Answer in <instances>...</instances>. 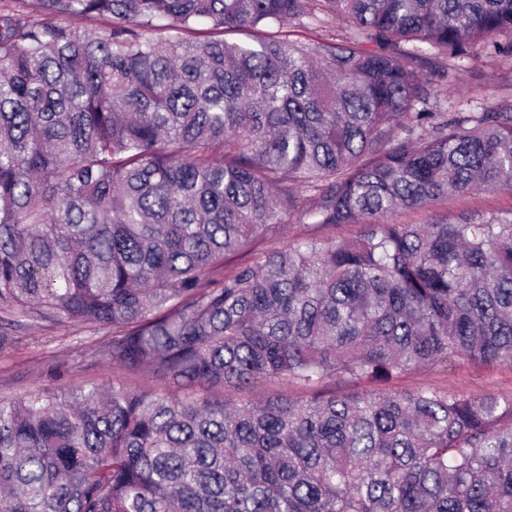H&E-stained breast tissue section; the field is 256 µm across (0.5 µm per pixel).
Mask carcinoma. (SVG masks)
Wrapping results in <instances>:
<instances>
[{
	"label": "carcinoma",
	"mask_w": 512,
	"mask_h": 512,
	"mask_svg": "<svg viewBox=\"0 0 512 512\" xmlns=\"http://www.w3.org/2000/svg\"><path fill=\"white\" fill-rule=\"evenodd\" d=\"M484 51L512 0H0V313L110 325L98 360L162 384L304 391L0 399V512H512V394L322 392L512 368V211L387 222L512 190V105L430 104L429 59ZM305 229L299 224H276L269 228L264 235L263 242L258 248L266 246H282L303 234Z\"/></svg>",
	"instance_id": "obj_1"
}]
</instances>
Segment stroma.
Returning a JSON list of instances; mask_svg holds the SVG:
<instances>
[{"label": "stroma", "instance_id": "obj_1", "mask_svg": "<svg viewBox=\"0 0 512 512\" xmlns=\"http://www.w3.org/2000/svg\"><path fill=\"white\" fill-rule=\"evenodd\" d=\"M481 80L462 77L456 82H439L435 100L443 111L468 104L480 112L512 104V58L495 54L472 61ZM463 210L504 213L512 210V191L474 193L421 210H397L388 220L393 224H427L435 219L453 218ZM12 345L0 349V398L19 399L49 389L74 391L91 383L111 384L123 379L133 389L163 393L173 398L191 397L189 389L163 385L152 377H121L118 371L97 359L99 346L112 335L111 328L69 323H50L38 318L21 319L12 328ZM419 387L445 388L465 395L511 394L512 368L484 367L463 363L450 370L426 368L387 381L371 383V390L393 392Z\"/></svg>", "mask_w": 512, "mask_h": 512}]
</instances>
